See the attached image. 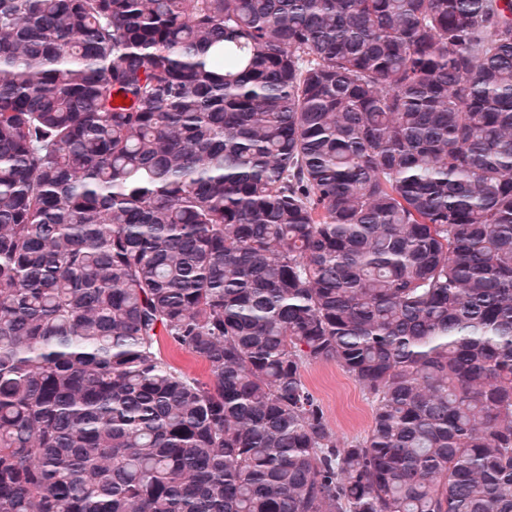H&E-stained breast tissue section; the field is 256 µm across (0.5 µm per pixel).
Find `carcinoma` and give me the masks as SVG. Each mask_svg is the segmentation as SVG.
Instances as JSON below:
<instances>
[{
  "label": "carcinoma",
  "mask_w": 512,
  "mask_h": 512,
  "mask_svg": "<svg viewBox=\"0 0 512 512\" xmlns=\"http://www.w3.org/2000/svg\"><path fill=\"white\" fill-rule=\"evenodd\" d=\"M0 512H512V0H0ZM162 353L176 366L188 372L192 376L204 377L206 369L204 365L179 350L170 340L161 342ZM303 376L341 443L359 439L368 432L371 398L335 362L306 363Z\"/></svg>",
  "instance_id": "cac0c4a2"
}]
</instances>
